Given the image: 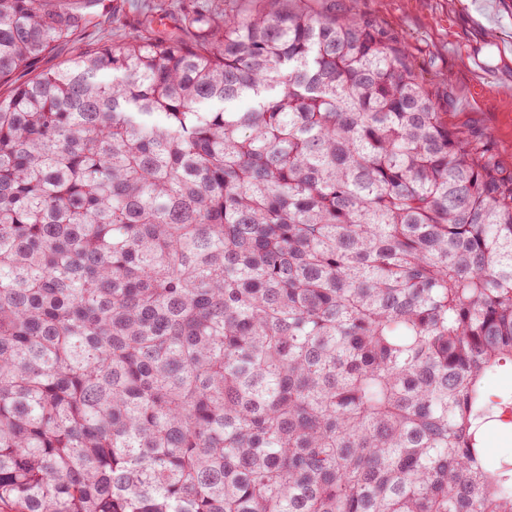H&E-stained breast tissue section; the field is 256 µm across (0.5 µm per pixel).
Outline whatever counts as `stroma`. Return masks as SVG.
I'll return each instance as SVG.
<instances>
[{
  "mask_svg": "<svg viewBox=\"0 0 512 512\" xmlns=\"http://www.w3.org/2000/svg\"><path fill=\"white\" fill-rule=\"evenodd\" d=\"M247 12L249 0H102L103 23L83 42L118 45L145 30L171 32L184 9ZM313 12L332 6L405 42L449 127L486 139L499 159L512 161V0H306Z\"/></svg>",
  "mask_w": 512,
  "mask_h": 512,
  "instance_id": "stroma-1",
  "label": "stroma"
}]
</instances>
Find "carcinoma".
<instances>
[{
  "mask_svg": "<svg viewBox=\"0 0 512 512\" xmlns=\"http://www.w3.org/2000/svg\"><path fill=\"white\" fill-rule=\"evenodd\" d=\"M252 2L38 71L97 0H0V507L512 512V175L386 30Z\"/></svg>",
  "mask_w": 512,
  "mask_h": 512,
  "instance_id": "cac0c4a2",
  "label": "carcinoma"
}]
</instances>
